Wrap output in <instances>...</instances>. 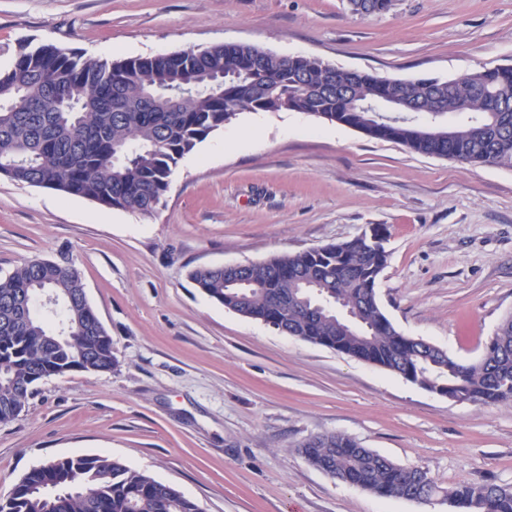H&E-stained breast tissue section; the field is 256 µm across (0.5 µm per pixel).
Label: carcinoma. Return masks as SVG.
I'll return each instance as SVG.
<instances>
[{"mask_svg":"<svg viewBox=\"0 0 512 512\" xmlns=\"http://www.w3.org/2000/svg\"><path fill=\"white\" fill-rule=\"evenodd\" d=\"M353 12L373 15L391 0H348ZM245 63L246 80L268 87L261 96L241 87L224 103L216 68ZM329 69L318 58L285 60L246 43L182 50L147 58L107 61L66 52L53 44L20 47L0 73V176L77 196L102 206L149 215L162 202L179 162L242 112H306L330 122L346 119L376 139L413 152L468 165L512 167V68H494L465 82L430 78L403 81L400 92L425 113L438 105L470 120L423 136L408 116L373 126L368 114L346 112L319 89ZM351 97L371 102L369 73L336 68ZM389 253L362 240L330 243L253 263L249 292L229 285L224 272L189 273L211 299L245 318L285 322L291 335L332 348L421 386L445 384L459 401L512 406V316L473 362H459L424 340L399 332L381 308L374 285ZM288 274L279 275L277 269ZM66 253L35 258L0 276V421L17 418L34 394V370L108 372L116 363L112 337L93 322L82 277ZM46 285L70 299L66 315L78 346L48 341L55 316L30 314L27 291ZM307 461L344 483L385 498L431 500L437 488L426 472L396 464L341 433L311 436L301 444ZM444 496L461 512H512V486L459 484ZM0 512H201L175 487L106 454L74 455L26 473Z\"/></svg>","mask_w":512,"mask_h":512,"instance_id":"1","label":"carcinoma"}]
</instances>
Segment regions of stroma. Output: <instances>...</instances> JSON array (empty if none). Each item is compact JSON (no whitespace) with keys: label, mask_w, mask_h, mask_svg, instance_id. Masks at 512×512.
<instances>
[{"label":"stroma","mask_w":512,"mask_h":512,"mask_svg":"<svg viewBox=\"0 0 512 512\" xmlns=\"http://www.w3.org/2000/svg\"><path fill=\"white\" fill-rule=\"evenodd\" d=\"M249 43L394 79L512 66V0H0V71L21 45L112 61ZM379 224L376 294L403 334L478 359L512 315V168L411 152L293 111L243 112L185 156L149 216L0 176V275L67 252L112 338V371L39 383L0 422V498L34 467L107 454L202 512H457L385 499L300 450L342 433L448 488L512 485V406L452 402L212 301L203 265L260 262Z\"/></svg>","instance_id":"obj_1"}]
</instances>
